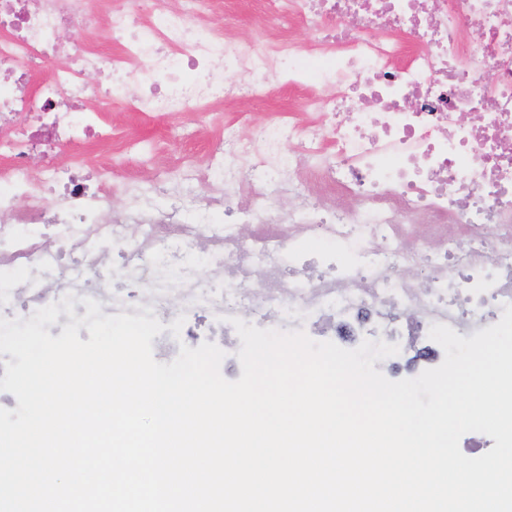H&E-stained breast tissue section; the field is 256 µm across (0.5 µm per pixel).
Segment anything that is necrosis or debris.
<instances>
[{
	"mask_svg": "<svg viewBox=\"0 0 512 512\" xmlns=\"http://www.w3.org/2000/svg\"><path fill=\"white\" fill-rule=\"evenodd\" d=\"M262 7L266 22L304 23L320 72L288 36L245 49L212 0L158 12L153 0H0V214H17L0 225V316L27 320L71 293L79 318L88 297L105 315L203 316L219 335L234 317L348 336L399 318L415 334L442 323L469 337L500 320L512 304V0ZM351 16L359 27H344ZM73 24L104 28L118 52L73 48L30 84L29 69L61 51ZM103 69L112 88L88 108L86 78ZM187 69L196 80H182ZM228 71L266 97L307 90L317 125L278 113L247 138L225 130L192 178L238 197L235 222L163 213L159 200L180 196L166 177L132 193L121 219L99 221L111 169L75 161L61 172L52 149L111 143L112 99L135 112L211 111L236 92ZM37 148L48 155L44 182L78 202L58 224L32 189ZM314 238L326 248L307 253Z\"/></svg>",
	"mask_w": 512,
	"mask_h": 512,
	"instance_id": "necrosis-or-debris-1",
	"label": "necrosis or debris"
}]
</instances>
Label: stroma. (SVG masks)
I'll return each instance as SVG.
<instances>
[{
	"mask_svg": "<svg viewBox=\"0 0 512 512\" xmlns=\"http://www.w3.org/2000/svg\"><path fill=\"white\" fill-rule=\"evenodd\" d=\"M223 7L231 18L229 35L238 38L249 50L262 51L267 42L275 39L276 34L267 29L256 0H223ZM304 96V91L286 88L276 97L260 102L242 97L224 102L212 112L188 108L172 115H144L127 111L122 104H114L111 145L86 148L88 154L112 163V179L119 187L103 209V216L108 218L122 212L125 198L121 185L135 181L149 183L157 164H166L171 174L180 176L188 167L205 160L217 139L223 137L225 125H233L238 134L244 136L253 123L279 109L292 111L304 122H314L316 116L306 111ZM394 342L400 347L399 353L374 364L388 379L416 377L444 360V351L439 346H433L434 352L429 358H419L420 349L432 346L429 337L398 336Z\"/></svg>",
	"mask_w": 512,
	"mask_h": 512,
	"instance_id": "obj_1",
	"label": "stroma"
}]
</instances>
